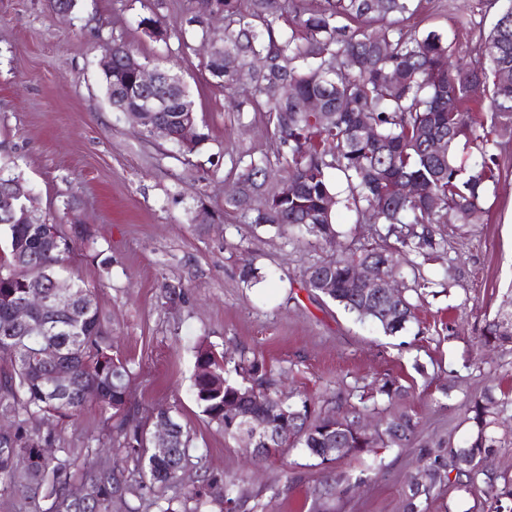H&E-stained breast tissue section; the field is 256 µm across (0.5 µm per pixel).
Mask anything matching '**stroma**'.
Returning <instances> with one entry per match:
<instances>
[{
    "label": "stroma",
    "mask_w": 512,
    "mask_h": 512,
    "mask_svg": "<svg viewBox=\"0 0 512 512\" xmlns=\"http://www.w3.org/2000/svg\"><path fill=\"white\" fill-rule=\"evenodd\" d=\"M193 8L192 0H79L60 16L50 0H0V165L21 174L40 219L83 233L68 269L95 289L118 350L132 363L131 403L140 417L177 409L193 445L183 486L216 475L236 479L242 512H404L406 483L422 453L438 455L448 473L449 448L471 438L467 399L487 387L512 393V342L478 350L512 291V138H501L495 177L482 186L484 222L442 225L447 251L422 268L432 286L418 301L417 323L384 335L302 283L308 266L374 235L355 211L335 210L339 245L313 239L301 247L225 211L233 156H270L276 143L264 113L229 112L226 91L205 67L207 47L180 44L177 30ZM497 10L493 0H420L404 26L442 33L453 59L469 62L480 58ZM145 17L166 23V40L143 29ZM113 42L149 67L182 76L209 135L192 155L142 136L112 110L99 60ZM201 211L213 221L197 223ZM104 256L110 268L101 265ZM247 261L258 273L251 285L240 279ZM449 266L455 278L447 284ZM165 281L182 283L179 301L161 298ZM201 341L262 354L281 376L279 390L310 395L321 415L363 400L370 408L362 423L405 412L416 432L405 447L337 461L334 472L365 481L322 494L323 469L314 459L293 451L252 463L201 414L190 394ZM383 377L408 387V396L375 401L372 386ZM51 427L80 458L103 423L91 404ZM375 459L381 466L373 471Z\"/></svg>",
    "instance_id": "stroma-1"
}]
</instances>
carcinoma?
Segmentation results:
<instances>
[{
	"label": "carcinoma",
	"mask_w": 512,
	"mask_h": 512,
	"mask_svg": "<svg viewBox=\"0 0 512 512\" xmlns=\"http://www.w3.org/2000/svg\"><path fill=\"white\" fill-rule=\"evenodd\" d=\"M497 14L474 63H453L448 43L434 31L417 34L383 27L368 32L360 24L388 17L411 16L415 0H323L315 8L302 0H195L197 14L190 22L198 29L187 37L208 38L204 16L213 10L224 14V37L213 46L207 65L224 89L235 87L234 76L248 75V85L258 98L233 99L232 110L246 107L266 112L277 142L274 158L267 156L234 162L236 182L243 191L224 200L231 210L252 224L276 230L288 228L291 240L302 245L309 238L333 243L339 237L334 210L324 207L328 198L383 226L384 233L371 243L343 251L336 258L308 267L303 284L314 293L319 284L333 287L324 296L361 321H368L393 336L417 321V306L409 292L429 287L414 280L401 296L390 298L377 284L361 285L351 270L369 264L388 275H399L400 264L415 270L446 248L437 228L452 221L480 224L485 209L481 187L493 176L491 138L501 126L512 132V0ZM289 21L283 28L280 21ZM112 80L105 92L118 112L135 109L140 96L134 75L125 69L123 54L129 47L112 43ZM163 80L150 95L169 100L161 119L171 131L169 142L183 155L195 151L179 139L183 112L195 109L181 77L162 71ZM480 84L490 100L491 128L477 122L471 111L472 86ZM323 101L324 112H308L303 104ZM370 126L374 134L363 128ZM442 142L439 153L429 150L422 134ZM472 144L480 157L468 164L458 154L459 144ZM340 174L347 196L339 198L330 172ZM422 188L417 198H401L389 191L396 181ZM0 496L20 493L29 512H139L130 499L150 498L156 512H237V483L215 478L167 498L163 489L179 482L180 469L190 458L191 438L179 422L177 409L161 406L157 418L170 422L171 441L157 447L149 439L147 424L127 408L133 372L130 362L115 349L112 330L103 322L99 307L72 306L43 314L48 331L31 337L11 323V305L37 291L50 293L59 268L74 252L76 240L54 224H20L0 211ZM500 321L487 324L481 342H505ZM63 347L58 364L72 372L65 394L46 386L48 363L37 357L42 345ZM192 395L206 419L224 430V436L243 440L242 425L250 416L284 407L293 426L292 440L273 447L278 415L268 416L267 440L272 447L259 455L265 462L292 448L326 461L328 448H400L415 432L411 416L383 420L369 437L358 430L365 406L352 404L334 416L314 415L309 397L292 399L276 383L258 355L247 357L217 352L202 343L195 347ZM375 392L389 403L407 394L398 382L381 379ZM97 406L108 443L93 439L86 447L79 472L84 501L70 498L68 475L76 460L69 448L57 446L52 431L33 433L36 419H72L87 404ZM512 407V396L496 397L485 390L466 403L474 435L467 446L448 449L458 474L466 477L465 490H479L484 500L500 509L503 497H512V485L498 487L484 470L483 455L495 447L491 428L496 416ZM110 445L116 454L136 462V472L100 458ZM57 448L45 455L43 448ZM27 465L19 469L16 458ZM444 481L437 459L422 457V466L408 483L406 512H428Z\"/></svg>",
	"instance_id": "carcinoma-1"
}]
</instances>
